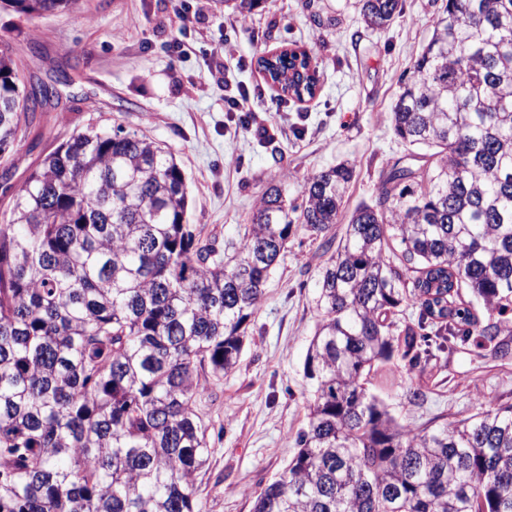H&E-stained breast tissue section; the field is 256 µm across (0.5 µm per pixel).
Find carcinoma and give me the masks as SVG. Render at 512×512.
<instances>
[{
  "label": "carcinoma",
  "mask_w": 512,
  "mask_h": 512,
  "mask_svg": "<svg viewBox=\"0 0 512 512\" xmlns=\"http://www.w3.org/2000/svg\"><path fill=\"white\" fill-rule=\"evenodd\" d=\"M9 2L32 20L74 0ZM361 13L383 27L402 4L363 0ZM310 59L292 49L258 64L299 100L316 91ZM56 97L28 85L1 36L0 512H194L210 455L198 401L238 365L298 224L329 253L308 421L253 512H512V404L414 428L368 388L399 359L419 365L433 337L512 358V0H448L392 107L415 152L382 169L339 237L352 167L308 175L299 203L262 188L221 252L187 222L172 152L121 125L73 130L10 184ZM408 306L418 316L395 335Z\"/></svg>",
  "instance_id": "obj_1"
}]
</instances>
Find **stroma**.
Returning a JSON list of instances; mask_svg holds the SVG:
<instances>
[{
	"label": "stroma",
	"mask_w": 512,
	"mask_h": 512,
	"mask_svg": "<svg viewBox=\"0 0 512 512\" xmlns=\"http://www.w3.org/2000/svg\"><path fill=\"white\" fill-rule=\"evenodd\" d=\"M447 0H403L389 25L370 28L361 0H264L240 15L226 0H194L193 49L176 56V0H76L72 7L27 21L0 0V35L13 36L16 60L31 82L66 70L59 100L34 129L32 150L15 176L52 151L73 129L122 125L165 145L187 184V221L216 245L237 241L258 192L284 184L298 197L305 177L347 163L355 174L349 206L370 201L386 164L408 152L392 128L391 107L435 18ZM235 26L223 52L234 84L258 91L268 137L245 132L224 108V88L203 53ZM299 48L315 55L313 99L283 98L258 66L260 56ZM320 239L297 230L276 265L265 297L246 324L237 368L211 381L200 411L211 425V455L196 477V512H252L260 491L298 450L311 387L307 346L320 314L315 304ZM422 397L409 403V389ZM373 393L404 424L456 422L477 401L512 403V360L470 344L431 350L426 362L376 382Z\"/></svg>",
	"instance_id": "1"
}]
</instances>
